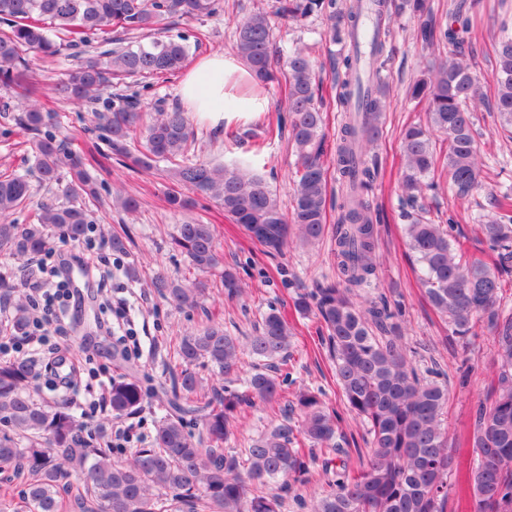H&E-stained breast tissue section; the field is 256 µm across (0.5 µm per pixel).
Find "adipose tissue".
I'll use <instances>...</instances> for the list:
<instances>
[{
    "instance_id": "1",
    "label": "adipose tissue",
    "mask_w": 512,
    "mask_h": 512,
    "mask_svg": "<svg viewBox=\"0 0 512 512\" xmlns=\"http://www.w3.org/2000/svg\"><path fill=\"white\" fill-rule=\"evenodd\" d=\"M245 74L236 58L221 53L200 59L185 76L180 96L183 105L212 124L224 119V101L239 86Z\"/></svg>"
}]
</instances>
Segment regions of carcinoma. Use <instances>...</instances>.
<instances>
[{
    "mask_svg": "<svg viewBox=\"0 0 512 512\" xmlns=\"http://www.w3.org/2000/svg\"><path fill=\"white\" fill-rule=\"evenodd\" d=\"M326 8L329 40L348 47L336 102L352 116L341 127L330 163L323 82L310 56L294 49L282 63L285 105L277 107L276 127L268 130L278 137L288 132L298 156L288 216L251 159L224 166L189 161L195 134L180 109L153 113L140 105L135 91L115 95L95 116L112 154L125 157L135 140H144V151L134 158L137 165L149 169L154 162H167L179 187L214 201L271 253L280 252L292 235L306 244L319 242L329 180L337 175L346 184L335 239L339 280L299 296L296 306L314 310L324 327L346 410L364 427L369 451L353 463L333 464L331 454L350 457L341 447L346 441L342 417L326 410L320 394L308 389L298 391L291 405L298 412L297 425L273 426L238 451L224 447L235 436L243 407L270 403L278 394L276 378L263 370L262 362L284 357L293 328L271 304L244 342L218 324L179 339L181 370L166 390L171 412L157 424L151 445L127 460L114 459L104 426H98L96 437L66 407L51 409L37 398L30 361H0V470L27 475L29 512H62L66 506L73 512H280L290 494L305 504L298 490L317 464L325 480L311 499V512H448L459 469L458 441L444 424L448 376L436 368L418 370L401 344L405 308L370 292L377 280V228L364 192L376 181L379 167L367 158L364 145L375 139L386 112L379 59L387 49L392 15L388 0H342L339 8L336 0H276L274 16L297 22ZM222 13L224 0H0V84L21 90L19 101L0 98V113H17L15 125L25 135L17 147L34 157L40 183L55 187L64 198L41 204L35 224L6 223L31 198L32 185L23 176L0 174V253L16 259L39 254L50 229L80 240L92 223L86 204L100 198L98 186L83 170L97 146L75 153L50 131L55 114L37 99L28 55L57 56L61 44L51 38L52 31L68 37L71 46L112 45L86 53L54 84L56 94L80 107L99 101L106 87L128 88L138 77L172 76L188 60L189 46L181 36L133 44L128 35ZM418 36L430 47L451 43L454 58L434 67L412 89L424 103L426 123L410 124L402 136L405 244L419 265L428 304L448 323V340L467 349L483 332L492 337L491 381L466 436L465 494L470 512H512V298L505 288L512 276V193L491 194V215L477 224L489 250L485 258L469 254L465 241L453 235V218L437 223L419 204L425 191L435 188L431 175L440 166L448 171V194L457 201L483 187L487 172L471 106H489L502 126L512 128V35L494 41L497 78L491 97L469 66L478 55L475 45L430 20ZM234 52L256 85L278 80L268 14L238 21ZM433 130L441 134L438 143L432 140ZM173 241L199 271L224 262L211 224H180ZM223 286L230 298L244 293L230 268L224 269ZM152 288L190 310L204 293L161 273L152 279ZM27 311L25 302L16 303L11 319L16 336L28 330ZM248 358L253 372L241 379ZM200 363L218 369L229 383L240 382L242 390L214 388L206 399L196 398L200 381L194 366ZM142 402L138 381L114 383L103 421L134 415ZM190 425L198 433L188 431ZM301 440L320 453L304 454L298 448ZM73 478L83 493L67 505L62 493Z\"/></svg>",
    "mask_w": 512,
    "mask_h": 512,
    "instance_id": "obj_1",
    "label": "carcinoma"
}]
</instances>
